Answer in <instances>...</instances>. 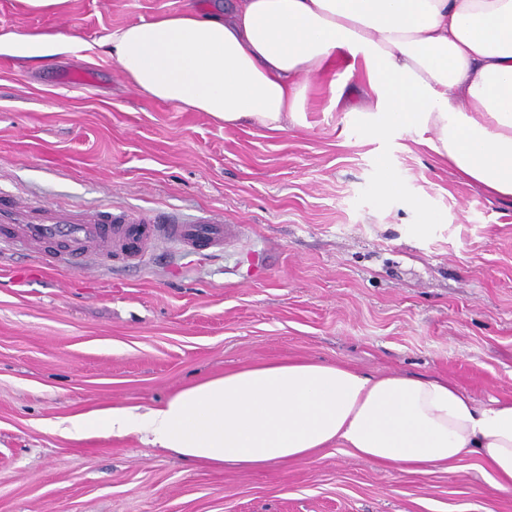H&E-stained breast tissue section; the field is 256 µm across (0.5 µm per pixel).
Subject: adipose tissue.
I'll list each match as a JSON object with an SVG mask.
<instances>
[{"label": "adipose tissue", "mask_w": 512, "mask_h": 512, "mask_svg": "<svg viewBox=\"0 0 512 512\" xmlns=\"http://www.w3.org/2000/svg\"><path fill=\"white\" fill-rule=\"evenodd\" d=\"M102 45L148 97L270 130L301 124L309 77L344 60L347 75L364 73L372 103L337 94L332 107L365 114L376 135L425 134L465 182L512 199V0H234L117 28ZM99 428L224 468L306 459L333 443L415 472L475 456L512 493V400L481 406L438 379L285 361L146 413L76 415L66 433Z\"/></svg>", "instance_id": "obj_1"}]
</instances>
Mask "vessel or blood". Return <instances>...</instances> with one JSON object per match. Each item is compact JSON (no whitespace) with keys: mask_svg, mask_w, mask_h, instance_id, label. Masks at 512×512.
Wrapping results in <instances>:
<instances>
[{"mask_svg":"<svg viewBox=\"0 0 512 512\" xmlns=\"http://www.w3.org/2000/svg\"><path fill=\"white\" fill-rule=\"evenodd\" d=\"M236 231V225L216 213L159 223L130 212L78 214L59 207L36 211L16 198L0 201V248L47 255L61 266L115 257L138 265L162 240L188 254L220 252Z\"/></svg>","mask_w":512,"mask_h":512,"instance_id":"b4317fda","label":"vessel or blood"}]
</instances>
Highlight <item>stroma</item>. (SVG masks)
Returning <instances> with one entry per match:
<instances>
[{"label": "stroma", "instance_id": "35a3bbf8", "mask_svg": "<svg viewBox=\"0 0 512 512\" xmlns=\"http://www.w3.org/2000/svg\"><path fill=\"white\" fill-rule=\"evenodd\" d=\"M213 0H0V35L54 29L84 48L0 69V197L33 208L241 227L219 258L44 268L0 254V512H512L478 458L412 473L345 448L262 469L190 463L139 435L62 423L146 410L193 384L288 359L512 398V199L463 183L414 132L369 137L313 78L306 126H224L153 100L99 43ZM92 68L93 83H59ZM399 184L383 199L384 175ZM437 221L421 225L420 212Z\"/></svg>", "mask_w": 512, "mask_h": 512}]
</instances>
